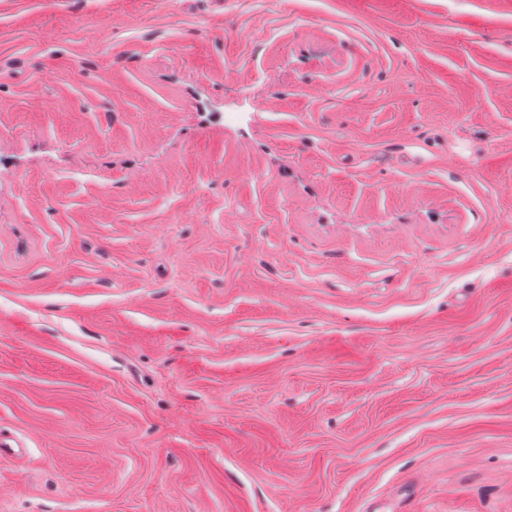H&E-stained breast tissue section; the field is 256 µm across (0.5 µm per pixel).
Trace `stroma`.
Here are the masks:
<instances>
[{
	"label": "stroma",
	"mask_w": 512,
	"mask_h": 512,
	"mask_svg": "<svg viewBox=\"0 0 512 512\" xmlns=\"http://www.w3.org/2000/svg\"><path fill=\"white\" fill-rule=\"evenodd\" d=\"M0 512H512V0H0Z\"/></svg>",
	"instance_id": "1"
}]
</instances>
